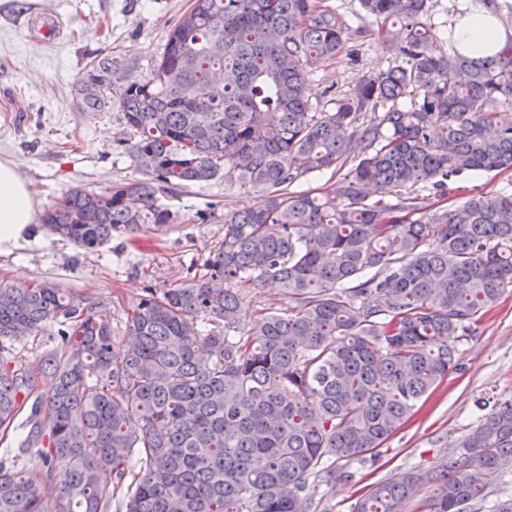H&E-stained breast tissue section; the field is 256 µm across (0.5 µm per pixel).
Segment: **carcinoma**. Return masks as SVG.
<instances>
[{
    "label": "carcinoma",
    "mask_w": 512,
    "mask_h": 512,
    "mask_svg": "<svg viewBox=\"0 0 512 512\" xmlns=\"http://www.w3.org/2000/svg\"><path fill=\"white\" fill-rule=\"evenodd\" d=\"M397 63L315 112L308 66L342 50L350 28L313 0H195L143 79L110 58L77 87L79 111L112 110L148 178L73 189L39 217L96 250L121 229L176 220L169 186L219 178L266 192L224 215L205 273L146 289L117 341L111 316L54 282H0V343L57 325L64 351L40 378L0 360V425L36 385L42 483L0 460V512H306L321 485L350 482L448 374L454 350L512 286V195L435 208L469 171L512 170V39L475 59L442 50L433 0H359ZM340 177L320 196L285 191L315 171ZM379 199H371V195ZM394 201H385V197ZM272 284L288 307L242 316L237 286ZM210 326L202 332L197 324ZM464 457L370 487L352 512H403L434 487L430 512H512L489 500L512 475V401L462 440Z\"/></svg>",
    "instance_id": "1"
}]
</instances>
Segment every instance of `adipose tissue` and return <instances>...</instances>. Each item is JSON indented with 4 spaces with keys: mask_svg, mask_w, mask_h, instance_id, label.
<instances>
[{
    "mask_svg": "<svg viewBox=\"0 0 512 512\" xmlns=\"http://www.w3.org/2000/svg\"><path fill=\"white\" fill-rule=\"evenodd\" d=\"M511 35L491 6L466 15L451 32L456 49L471 57L495 54ZM35 208L36 202L17 163L0 161V252L11 250L23 240Z\"/></svg>",
    "mask_w": 512,
    "mask_h": 512,
    "instance_id": "1",
    "label": "adipose tissue"
}]
</instances>
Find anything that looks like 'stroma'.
<instances>
[{"label":"stroma","mask_w":512,"mask_h":512,"mask_svg":"<svg viewBox=\"0 0 512 512\" xmlns=\"http://www.w3.org/2000/svg\"><path fill=\"white\" fill-rule=\"evenodd\" d=\"M341 13L351 27L344 53L309 68L317 111L328 112L336 96L385 69L395 59L377 23L364 20L358 0H318ZM194 0H0V160L20 164V174L44 212L70 189L102 191L144 179L126 150L131 137L119 111L81 112L76 86L99 59L109 56L149 70L163 52L169 30ZM62 27L52 43L43 29L51 15ZM512 194V171L467 172L449 181L435 205L452 209L473 196ZM256 188L217 180L173 186L157 203L176 212V223L117 231L97 250H85L30 226L28 243L0 254V282L36 287L52 281L112 313L116 333H124L130 308L146 289L165 290L202 275V263L224 238V216L260 205ZM248 330L256 316L286 307L280 289L240 288ZM456 364L416 412L382 447L378 463H351V482L320 487L307 512H351L369 487L399 479L409 469H429L440 461L462 460L460 442L490 406L512 400V287L505 290L471 335L449 337ZM58 345L55 326L0 344V358L37 373ZM22 407L0 428V457L15 456L29 479L43 481L45 470L33 453L21 452L32 427Z\"/></svg>","instance_id":"35a3bbf8"}]
</instances>
